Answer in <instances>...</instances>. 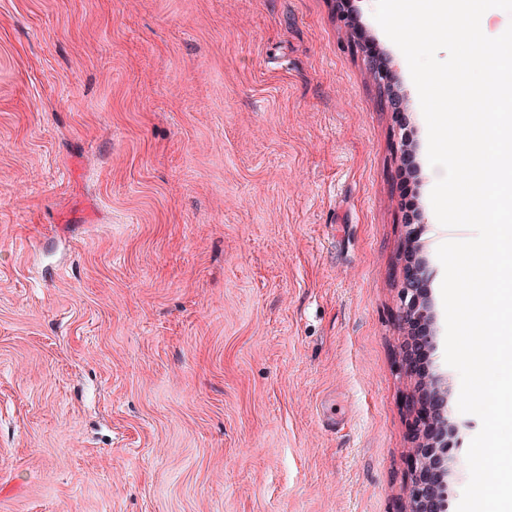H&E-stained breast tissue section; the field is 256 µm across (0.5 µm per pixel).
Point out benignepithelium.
<instances>
[{"instance_id": "obj_1", "label": "benign epithelium", "mask_w": 512, "mask_h": 512, "mask_svg": "<svg viewBox=\"0 0 512 512\" xmlns=\"http://www.w3.org/2000/svg\"><path fill=\"white\" fill-rule=\"evenodd\" d=\"M426 270L417 260L407 270L401 292L405 373L416 378L413 463L407 495L411 512H448L450 464L453 461L455 427L448 419V387L442 379L419 367L413 353L433 349V331L426 288Z\"/></svg>"}]
</instances>
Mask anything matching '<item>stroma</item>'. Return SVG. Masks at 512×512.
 I'll list each match as a JSON object with an SVG mask.
<instances>
[{"instance_id": "stroma-1", "label": "stroma", "mask_w": 512, "mask_h": 512, "mask_svg": "<svg viewBox=\"0 0 512 512\" xmlns=\"http://www.w3.org/2000/svg\"><path fill=\"white\" fill-rule=\"evenodd\" d=\"M376 0H0V512H405L428 129ZM390 67L391 107L366 67Z\"/></svg>"}]
</instances>
